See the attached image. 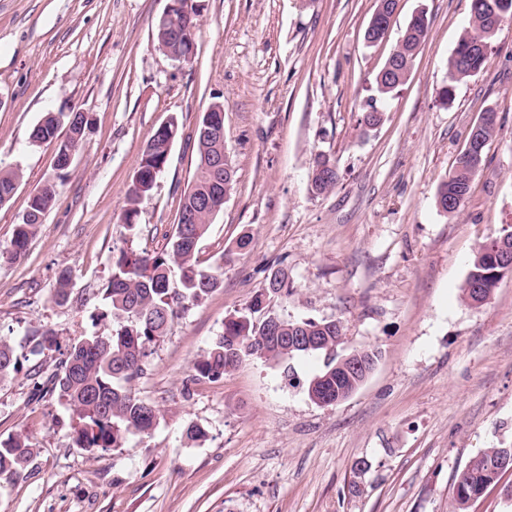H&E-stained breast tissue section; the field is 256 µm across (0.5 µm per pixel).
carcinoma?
<instances>
[{"label":"carcinoma","instance_id":"1","mask_svg":"<svg viewBox=\"0 0 512 512\" xmlns=\"http://www.w3.org/2000/svg\"><path fill=\"white\" fill-rule=\"evenodd\" d=\"M398 8V0H378L365 31V40L377 43L387 34L390 21ZM512 17V0H471L469 26L459 35L448 57V84L442 98L452 97L455 83L479 73L486 64L481 50L498 28L492 14ZM197 16L179 18L174 32L155 24L157 49L171 60L183 55L185 47L195 42ZM428 20L423 15L410 19L402 39L386 60L389 69L377 75V91L382 98L390 96L410 76L413 57L427 32ZM67 124V138L57 144L56 169L66 173L68 154L77 150L83 140L88 120L73 112H48L32 129L34 143L51 142L57 130ZM496 113L485 112L471 128L460 152L455 171L443 179L437 189L436 204L440 211L455 214L464 206L476 173L485 164V148L496 133ZM179 130L178 121L158 128L148 140L127 195L123 227L130 233L137 229L136 218L141 200L153 189L158 175L168 163L172 145ZM196 172L184 190L180 210L189 214L188 223L175 224L174 231L160 249H122L112 257V274L104 288L106 309L99 318L110 320L112 330L93 333L71 342L60 368L50 382L76 418L72 439L76 447L89 453L108 448H121L127 435L148 436L159 423V409L138 398L131 383L144 373V359L160 343L181 313L189 306L204 301L221 287V274L199 267L198 246L209 232L215 214L195 207L205 197L228 196L235 182V170L224 152V135L208 132L196 134ZM20 169H0V207L6 205L22 181ZM338 173L335 162L326 156L314 161L311 182L322 193L335 187ZM57 184L47 182L29 199L19 224L14 226L9 244L0 249V261H13L25 254L44 216L53 206ZM504 242L512 247V230L482 244L462 286L465 301L472 295V284L482 285L479 305H484L504 277L501 267L492 260L494 248ZM73 290L70 276L63 273L55 287L56 300L65 303ZM288 295V272L280 264L268 268L265 290L255 296L247 311L224 321V330L194 363L195 378L218 381L250 357L275 363L295 357L323 353L327 357L324 370L313 378L319 395L329 401L339 396L350 397L360 386L357 377L336 369V337L343 335L338 320H292L266 309L272 295ZM303 337L304 346L288 350V337ZM31 352L39 353L59 345L50 329L31 332ZM20 361L12 343L0 336V382L19 372ZM512 456V448H487L464 467L453 484V512H468L466 495L481 488L496 486L502 479L495 465L501 456ZM33 457L28 438L16 434L0 440V479L21 476Z\"/></svg>","mask_w":512,"mask_h":512}]
</instances>
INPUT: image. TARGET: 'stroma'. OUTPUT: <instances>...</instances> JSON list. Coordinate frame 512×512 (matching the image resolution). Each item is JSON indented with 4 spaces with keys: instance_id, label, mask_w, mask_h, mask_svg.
Listing matches in <instances>:
<instances>
[{
    "instance_id": "obj_1",
    "label": "stroma",
    "mask_w": 512,
    "mask_h": 512,
    "mask_svg": "<svg viewBox=\"0 0 512 512\" xmlns=\"http://www.w3.org/2000/svg\"><path fill=\"white\" fill-rule=\"evenodd\" d=\"M168 0H0V167L23 180L0 207L7 246L30 195L48 181L56 200L26 253L0 264V334L23 366L0 383V439L28 437L25 476L0 480V512H452L456 476L480 451L512 446V276L475 308L461 287L479 246L512 224V18L482 71L451 100L447 61L470 0H400L386 38L364 39L377 0H202L193 58L155 47ZM429 26L408 81L364 129L376 76L412 14ZM224 106V149L236 181L199 245L200 267L222 285L176 319L152 349L135 394L161 411L150 436L87 453L75 420L46 389L61 351H30L37 327L61 343L106 332L102 288L120 249L162 247L197 162L191 137L212 103ZM497 114L486 162L460 213L436 205L471 127ZM85 113L66 175L55 146L30 139L46 112ZM177 118L169 162L121 225L127 194L154 131ZM336 186L317 194V156ZM251 243L237 252L241 234ZM283 261L291 294L270 309L340 320L337 355L381 357L349 398L308 396L326 358L276 364L250 358L223 379L193 364L263 291ZM74 288L59 304L60 274ZM204 439L185 437L190 425ZM337 180L338 173L335 162L326 156H318L314 161L311 174V182L314 190L317 193H322L332 189L335 187Z\"/></svg>"
}]
</instances>
